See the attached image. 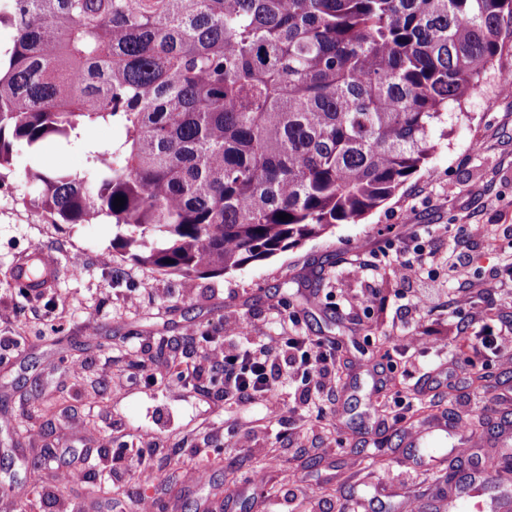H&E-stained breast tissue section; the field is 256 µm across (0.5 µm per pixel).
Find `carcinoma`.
I'll return each instance as SVG.
<instances>
[{"label":"carcinoma","instance_id":"cac0c4a2","mask_svg":"<svg viewBox=\"0 0 512 512\" xmlns=\"http://www.w3.org/2000/svg\"><path fill=\"white\" fill-rule=\"evenodd\" d=\"M2 26L0 170L118 128L83 174L30 172L33 206L201 277L392 198L512 40V0H0Z\"/></svg>","mask_w":512,"mask_h":512}]
</instances>
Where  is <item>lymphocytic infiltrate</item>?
Listing matches in <instances>:
<instances>
[{
  "mask_svg": "<svg viewBox=\"0 0 512 512\" xmlns=\"http://www.w3.org/2000/svg\"><path fill=\"white\" fill-rule=\"evenodd\" d=\"M337 346L283 331L274 336L248 335L239 323L224 326L223 340L213 342L207 355L224 369V401L261 403L269 418H281L283 394L294 380L307 383L305 400L313 402L336 375Z\"/></svg>",
  "mask_w": 512,
  "mask_h": 512,
  "instance_id": "1",
  "label": "lymphocytic infiltrate"
}]
</instances>
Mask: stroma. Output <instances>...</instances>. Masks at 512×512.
Masks as SVG:
<instances>
[{
	"mask_svg": "<svg viewBox=\"0 0 512 512\" xmlns=\"http://www.w3.org/2000/svg\"><path fill=\"white\" fill-rule=\"evenodd\" d=\"M512 50L497 60L461 105L449 107L437 152L400 191L356 224L240 269L182 277L135 263L112 240L109 219L56 224L28 205L32 169L80 172L79 145L19 149L0 177V512H137L138 492L166 512H440L447 477L462 480L500 458L512 423V341L499 353L465 359L460 333L485 326L512 332V97L499 93ZM437 250L435 288L421 291L420 319L402 329L395 272L415 240ZM462 245L467 280L448 277V251ZM54 260V283L36 294L13 279L16 264ZM81 261L84 270L73 275ZM374 293L371 304L362 294ZM320 294V305L309 304ZM294 314L301 334L337 341L338 375L319 404L301 407L302 385L286 397L297 413L268 421L257 404L228 406L208 340L239 321L266 336L275 314ZM142 347L141 365L126 352ZM408 346L420 364H442L429 381L381 370V344ZM201 376L180 378L188 365ZM171 376L151 380L153 366ZM382 386L402 397L401 423L372 415L366 395ZM458 416L456 446L435 457L407 447L409 434L437 416ZM151 445L154 483L126 475L104 495L103 474L120 448ZM207 471L205 482L194 479ZM81 480L60 491L62 472ZM294 475L278 483L279 470Z\"/></svg>",
	"mask_w": 512,
	"mask_h": 512,
	"instance_id": "35a3bbf8",
	"label": "stroma"
}]
</instances>
